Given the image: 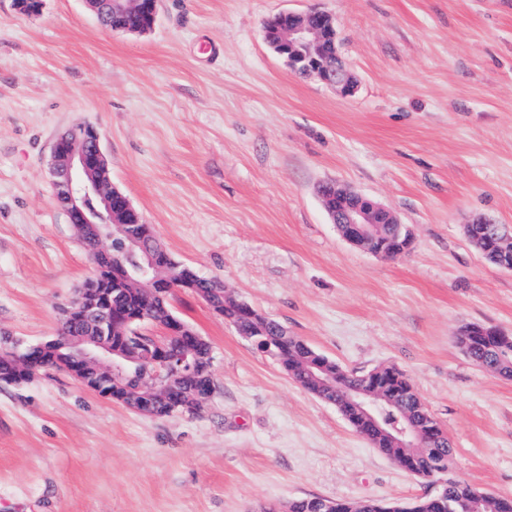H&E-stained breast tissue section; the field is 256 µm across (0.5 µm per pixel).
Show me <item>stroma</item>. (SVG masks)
I'll return each instance as SVG.
<instances>
[{"mask_svg": "<svg viewBox=\"0 0 512 512\" xmlns=\"http://www.w3.org/2000/svg\"><path fill=\"white\" fill-rule=\"evenodd\" d=\"M318 7L357 78L295 75L263 22ZM168 253L343 369L394 367L454 452L447 475L512 498V377L457 345L512 336V271L469 239L512 229V0H157L142 34L83 0H0V335L54 336L94 264L49 164L74 125ZM337 181L411 234L388 259L338 234ZM174 312L211 344L214 390L150 417L62 371L0 382V512H260L300 498L410 502L433 482L378 452L201 298Z\"/></svg>", "mask_w": 512, "mask_h": 512, "instance_id": "stroma-1", "label": "stroma"}]
</instances>
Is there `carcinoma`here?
Listing matches in <instances>:
<instances>
[{
  "instance_id": "obj_1",
  "label": "carcinoma",
  "mask_w": 512,
  "mask_h": 512,
  "mask_svg": "<svg viewBox=\"0 0 512 512\" xmlns=\"http://www.w3.org/2000/svg\"><path fill=\"white\" fill-rule=\"evenodd\" d=\"M112 252L115 260L112 265H96L95 274L88 279V284L102 291L101 299L112 303V312L124 317L138 327L142 324L166 325V319L173 313L171 299L178 290H190L211 305L224 303L222 316L236 328L240 334L252 341L260 342L262 349L270 351L276 357L289 377L302 389L328 402L343 404L345 388L357 384L360 386L379 385L386 388L387 396L385 417L392 422L401 415H406L419 426L429 422V412L424 407L414 390L411 381L400 371L386 367L380 371L374 369L366 374L348 373L335 361L318 353L307 342L297 336L288 334L278 322L263 316L248 307H241L233 299L221 300L224 284L218 278H196L183 271L174 274L170 283L164 287V294L157 298L148 295L146 286L138 281L124 282L122 266L129 265L130 260L121 252V243L112 239ZM483 327H467V335L456 337L457 344L476 364L482 367H494L501 375L512 376V336H485ZM156 340L166 344V355L180 349H187L195 360L194 372L189 375L176 374L174 387L183 392V404L178 406L163 399L153 405L151 415L164 417L180 413L192 415L197 412L194 389L201 384L211 383V364L213 362L211 345L202 336L169 337L158 336ZM72 349L62 339L45 345H35L31 356L42 368L47 370H65L64 364L71 357ZM316 365L330 375L328 381H316L309 377L308 367ZM154 367L151 364L130 365L128 378L114 381L112 400L132 407L133 382L138 378L151 380ZM26 376V371L12 365L0 355V378L6 381H19ZM348 421L370 444L388 456H396L401 449L393 445L386 432L370 428L355 414H349ZM451 441L448 436L432 437L425 446L415 449L404 461V466L413 475L426 479L435 472L448 467ZM342 512H432L429 500L422 498L411 504L397 502L385 503L378 500H353L343 503ZM475 512H512V499L498 496L484 497L478 501Z\"/></svg>"
}]
</instances>
